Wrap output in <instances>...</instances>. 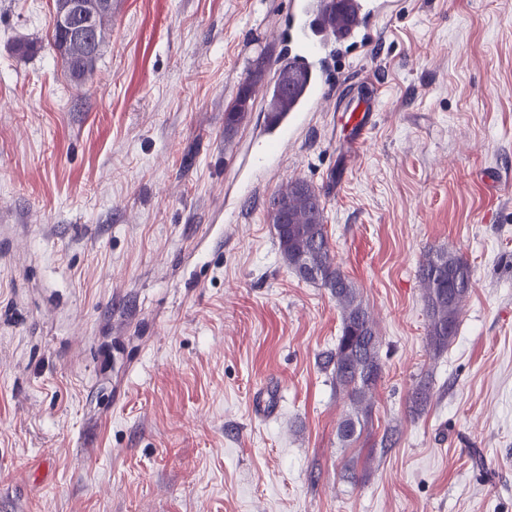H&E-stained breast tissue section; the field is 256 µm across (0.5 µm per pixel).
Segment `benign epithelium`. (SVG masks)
Wrapping results in <instances>:
<instances>
[{"label": "benign epithelium", "mask_w": 512, "mask_h": 512, "mask_svg": "<svg viewBox=\"0 0 512 512\" xmlns=\"http://www.w3.org/2000/svg\"><path fill=\"white\" fill-rule=\"evenodd\" d=\"M108 6L107 0H53V22L65 35L53 46L55 52L77 50L82 58L95 56L97 19Z\"/></svg>", "instance_id": "obj_1"}]
</instances>
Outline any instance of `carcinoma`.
Segmentation results:
<instances>
[{
	"label": "carcinoma",
	"instance_id": "obj_1",
	"mask_svg": "<svg viewBox=\"0 0 512 512\" xmlns=\"http://www.w3.org/2000/svg\"><path fill=\"white\" fill-rule=\"evenodd\" d=\"M98 60L86 64H64L69 79L82 82ZM267 63L260 58L249 75L239 83L233 104L224 113V131L229 135L245 120L248 109L241 101L245 87L256 94L262 84ZM293 79L284 82L282 71ZM302 77L291 65L279 67L273 87L265 90L267 108L279 112L301 91ZM267 217L275 231L282 259L303 281L318 284L336 300L341 316V331L336 349L325 356L324 365L331 369L336 390L347 399L350 410L337 427L342 447L351 446L359 438L365 423L372 417L373 394L382 377L380 338L375 322L359 296L354 283L335 261L326 230L325 203L318 189L296 178L279 186L269 197ZM423 285L426 313V349L437 356L455 339L460 307L472 288L473 274L461 256L445 251L427 252L418 266ZM431 400V387L419 381L409 396L413 415L422 413Z\"/></svg>",
	"mask_w": 512,
	"mask_h": 512
}]
</instances>
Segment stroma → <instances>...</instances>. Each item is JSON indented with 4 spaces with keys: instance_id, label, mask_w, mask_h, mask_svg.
<instances>
[{
    "instance_id": "1",
    "label": "stroma",
    "mask_w": 512,
    "mask_h": 512,
    "mask_svg": "<svg viewBox=\"0 0 512 512\" xmlns=\"http://www.w3.org/2000/svg\"><path fill=\"white\" fill-rule=\"evenodd\" d=\"M288 5L112 0L77 84L51 0H0V512H512V0H399L340 61L382 87L370 135L325 106L269 173L263 97L230 136L224 110L287 56ZM292 178L381 339L346 449L340 312L266 218ZM439 249L473 287L434 357L417 270ZM267 63L264 59H257L250 69L249 75L239 83L236 97L233 104L224 113V131L226 135H230L245 120L248 108L243 106L241 101V93L248 85L251 88V94L254 97L257 92V86L262 84L266 72Z\"/></svg>"
}]
</instances>
